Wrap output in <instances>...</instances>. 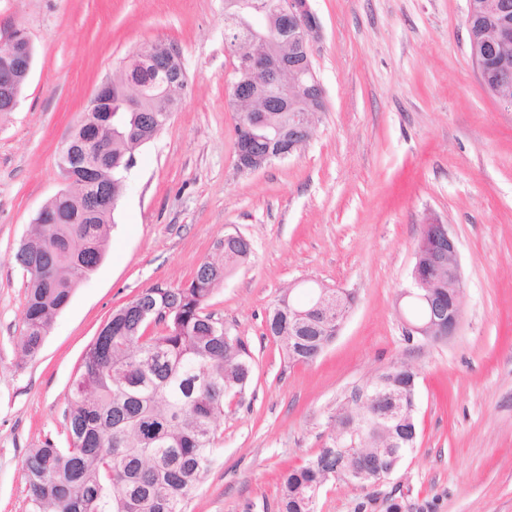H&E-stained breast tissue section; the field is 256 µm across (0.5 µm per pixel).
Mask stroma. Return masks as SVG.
Masks as SVG:
<instances>
[{"instance_id": "obj_1", "label": "stroma", "mask_w": 512, "mask_h": 512, "mask_svg": "<svg viewBox=\"0 0 512 512\" xmlns=\"http://www.w3.org/2000/svg\"><path fill=\"white\" fill-rule=\"evenodd\" d=\"M311 6L327 110L301 150L241 173L224 0H0V27L34 48L18 107L0 112V512H29L25 460L65 447L73 374L113 311L188 283L228 231L253 253L207 310L247 344L253 382L218 420L184 512H279L284 475L319 453L345 394L400 364L417 375L415 448L375 484L328 480L316 512H512V112L478 77L466 0ZM155 42L180 51L182 102L138 148L102 262L23 355L17 248L63 189L60 150L99 85ZM428 224L448 226L462 274V319L438 342L407 340L397 308ZM302 280L355 296L310 364L289 362L265 323L284 292L305 299Z\"/></svg>"}]
</instances>
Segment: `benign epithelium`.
Here are the masks:
<instances>
[{
  "instance_id": "obj_1",
  "label": "benign epithelium",
  "mask_w": 512,
  "mask_h": 512,
  "mask_svg": "<svg viewBox=\"0 0 512 512\" xmlns=\"http://www.w3.org/2000/svg\"><path fill=\"white\" fill-rule=\"evenodd\" d=\"M467 27L481 21L478 38L481 51L473 56L484 87L500 107L512 112V60L506 49L512 46V0H467ZM225 50L232 58L233 102L239 112L286 114L285 121L269 134L277 148L259 150L249 144L256 136L254 128L236 138L235 166L243 173H254L274 160H283L304 146L325 111V92L312 64V46L321 37V25L310 0H225ZM174 54L163 43L147 44L122 62V87L138 100L144 96L151 76L160 80L161 97L166 107L147 109L142 122L154 132L161 131L177 111L185 71L173 65ZM33 45L24 29L0 30V112L16 109L33 66ZM104 81L97 89L90 107L65 142L58 161L64 180L71 184L79 172H92L109 157L108 147L95 134L101 124H112V88ZM116 191L105 184L88 192L86 207L108 210L115 207ZM417 249H426L430 262L422 273H415L412 287L401 294L403 299L425 303L430 316L421 323L404 319L406 335L429 336L441 340L454 333L462 318L460 297L462 276L457 258V243L444 224H427ZM448 281V317L442 314L438 294ZM312 308L294 310L291 329L302 335L318 323V329L338 334L353 303L348 294L315 282ZM369 402L374 411L367 420L370 430L388 423L402 424L408 418L405 394L393 379L378 375L371 380ZM377 441L367 435L359 440L336 437V446L350 449L349 469L358 476L382 479L402 459V437Z\"/></svg>"
}]
</instances>
